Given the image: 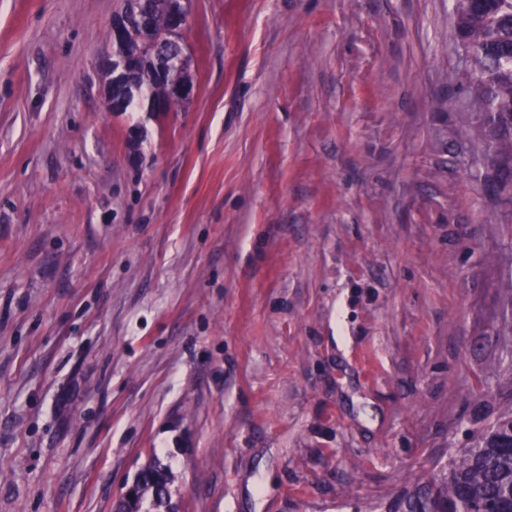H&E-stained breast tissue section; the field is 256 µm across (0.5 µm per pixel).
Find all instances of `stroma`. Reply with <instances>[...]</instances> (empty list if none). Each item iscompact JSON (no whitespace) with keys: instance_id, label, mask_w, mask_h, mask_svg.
Listing matches in <instances>:
<instances>
[{"instance_id":"35a3bbf8","label":"stroma","mask_w":512,"mask_h":512,"mask_svg":"<svg viewBox=\"0 0 512 512\" xmlns=\"http://www.w3.org/2000/svg\"><path fill=\"white\" fill-rule=\"evenodd\" d=\"M120 0H0V512H366L512 295L452 0H187L193 95L107 111ZM170 482L169 468L152 456L131 486L132 494L121 498L114 512H179V504L169 490ZM148 497L151 508L143 510Z\"/></svg>"}]
</instances>
